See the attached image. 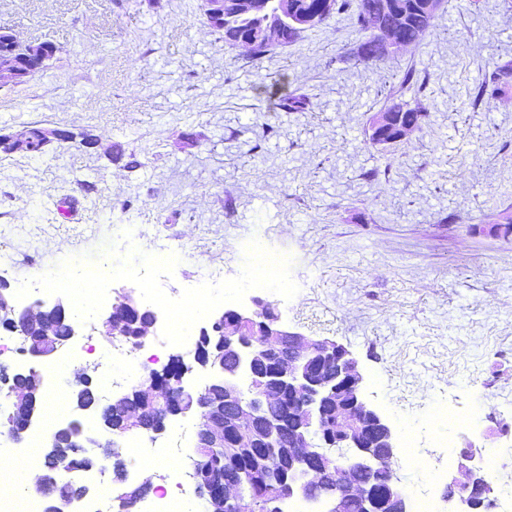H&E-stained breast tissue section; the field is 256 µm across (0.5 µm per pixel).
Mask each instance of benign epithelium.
I'll return each mask as SVG.
<instances>
[{
  "label": "benign epithelium",
  "instance_id": "1",
  "mask_svg": "<svg viewBox=\"0 0 512 512\" xmlns=\"http://www.w3.org/2000/svg\"><path fill=\"white\" fill-rule=\"evenodd\" d=\"M45 52H30L20 62L21 72H35L44 66ZM254 308H225L214 311L210 326L201 335L224 337L221 355L198 362L210 369V382L224 389V406L216 407L204 393L196 394L195 444L207 448H236L239 437L248 435V447L268 448L280 437V420L270 407L288 402V411L297 424L288 429V444L280 456L262 455L266 473L281 481V491L272 512H283L291 498L322 499L326 512H408L407 495L389 477L385 491L377 494L372 480L382 465L392 467L398 443L397 434L385 417L362 396L363 376L356 360L343 347L317 342L294 332L279 315L269 316L271 304L253 299ZM0 307L14 313L18 323L38 322L41 344L27 355L45 362L58 351L67 336H80L85 325L70 316L62 302L47 305L41 301L17 308L12 296H0ZM144 313L148 322L141 335L153 332L156 312L146 309L133 297V291L121 295L100 319L102 331L110 336H126L123 323L115 314L121 308ZM59 313L58 321L51 315ZM336 399V423L332 430L323 426L325 405ZM325 437L332 448L347 446L350 453L341 462L335 455L317 447L307 435ZM457 470L464 480L448 486L454 512H479L485 502H477L483 492L482 455L463 449L457 456ZM243 477L237 473L224 479V498L230 512H256L252 496L243 493Z\"/></svg>",
  "mask_w": 512,
  "mask_h": 512
}]
</instances>
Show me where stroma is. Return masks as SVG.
<instances>
[{
    "label": "stroma",
    "mask_w": 512,
    "mask_h": 512,
    "mask_svg": "<svg viewBox=\"0 0 512 512\" xmlns=\"http://www.w3.org/2000/svg\"><path fill=\"white\" fill-rule=\"evenodd\" d=\"M0 30L50 43L46 66L0 85V128L92 130L42 158L0 152V252L10 284L136 225L143 251L240 273L251 235L290 256V330L343 346L396 432L437 403L474 414L453 449H512V95L473 90L512 62L504 0H444L400 58L342 63L361 36L340 15L259 61L224 46L205 0H0ZM415 65L418 131L373 147L369 119ZM307 94L282 110L271 87ZM139 165L128 169L129 158Z\"/></svg>",
    "instance_id": "stroma-1"
}]
</instances>
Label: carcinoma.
<instances>
[{"label": "carcinoma", "instance_id": "cac0c4a2", "mask_svg": "<svg viewBox=\"0 0 512 512\" xmlns=\"http://www.w3.org/2000/svg\"><path fill=\"white\" fill-rule=\"evenodd\" d=\"M210 27L224 43L235 47L247 40H255L251 58L265 56L270 46L295 42L307 29L326 21L333 14H347L363 34L361 42L343 56V61L355 65H373L401 52L387 54L383 41L390 40L407 47L431 32L435 26L441 0H288V11L282 12L278 0H206ZM19 53V46L12 41L11 33L0 31V71L9 64L11 56ZM512 91V64H496L487 83L477 86L475 98L495 99ZM380 111L389 121L379 135L371 136L375 146L393 147L406 139L414 128L421 127L425 112L418 106L390 93L385 96ZM56 132L40 125L23 126L7 134H0V147L8 152H23L32 157H42L53 147ZM179 370L173 369L158 377V391L167 394L160 398L158 391L144 390L132 398L120 400L113 410V426L124 433H144V428L167 413L188 407L183 393L173 392ZM10 394V406L0 414V426L8 427L11 435L20 442L26 424L41 402L43 376L38 370L25 373H7L0 365V386ZM81 451L75 433L69 432L59 439L55 447L46 449L58 462L71 465ZM78 465L88 472L112 470L116 481H125L126 465L114 450L103 444L91 455H85ZM255 467L249 448H196L193 450L192 470L195 486L201 490L208 505V512H227L224 503V475L242 470L257 488V512H268V501L276 497L280 485L275 480L263 483Z\"/></svg>", "mask_w": 512, "mask_h": 512}]
</instances>
